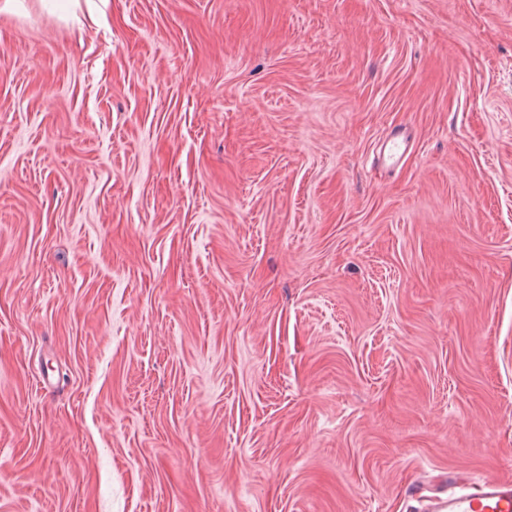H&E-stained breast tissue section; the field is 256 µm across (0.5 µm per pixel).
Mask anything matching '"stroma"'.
<instances>
[{"instance_id": "1", "label": "stroma", "mask_w": 512, "mask_h": 512, "mask_svg": "<svg viewBox=\"0 0 512 512\" xmlns=\"http://www.w3.org/2000/svg\"><path fill=\"white\" fill-rule=\"evenodd\" d=\"M486 474L512 0L0 10V512H423ZM408 146L409 136L406 129H398L383 141L379 156L394 166L403 158Z\"/></svg>"}]
</instances>
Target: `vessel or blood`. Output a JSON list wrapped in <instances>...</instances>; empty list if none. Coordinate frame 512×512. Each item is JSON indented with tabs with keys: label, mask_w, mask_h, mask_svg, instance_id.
Masks as SVG:
<instances>
[{
	"label": "vessel or blood",
	"mask_w": 512,
	"mask_h": 512,
	"mask_svg": "<svg viewBox=\"0 0 512 512\" xmlns=\"http://www.w3.org/2000/svg\"><path fill=\"white\" fill-rule=\"evenodd\" d=\"M409 146L406 130L388 136L380 147V155L390 164H398ZM427 512H512V480L490 476L476 487L450 490L447 496L428 497Z\"/></svg>",
	"instance_id": "1"
}]
</instances>
